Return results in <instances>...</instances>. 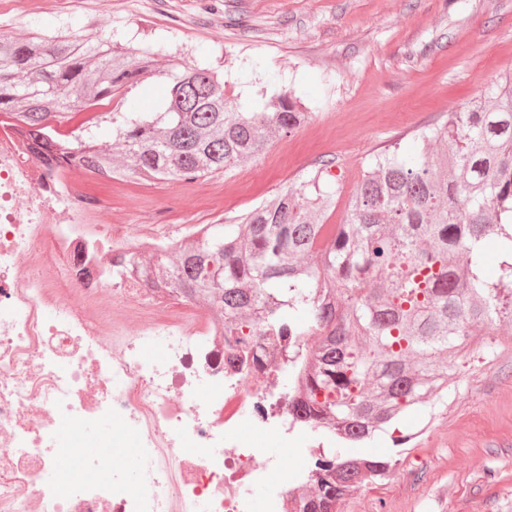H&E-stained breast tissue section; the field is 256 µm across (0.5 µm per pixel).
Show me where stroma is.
Masks as SVG:
<instances>
[{
  "mask_svg": "<svg viewBox=\"0 0 512 512\" xmlns=\"http://www.w3.org/2000/svg\"><path fill=\"white\" fill-rule=\"evenodd\" d=\"M36 33L153 53L157 75L126 94V112L150 111L162 73L185 66L216 71L245 110L283 92L311 109L256 161L207 178L86 180L79 190L100 223L129 244L232 223L324 159L338 188L325 221L341 223L371 155L512 75V0H0V34ZM493 336L490 349L472 337L447 390L403 413L413 440L369 443L397 463L357 485L340 512H512V326Z\"/></svg>",
  "mask_w": 512,
  "mask_h": 512,
  "instance_id": "35a3bbf8",
  "label": "stroma"
}]
</instances>
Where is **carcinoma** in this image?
I'll use <instances>...</instances> for the list:
<instances>
[{
    "instance_id": "carcinoma-1",
    "label": "carcinoma",
    "mask_w": 512,
    "mask_h": 512,
    "mask_svg": "<svg viewBox=\"0 0 512 512\" xmlns=\"http://www.w3.org/2000/svg\"><path fill=\"white\" fill-rule=\"evenodd\" d=\"M154 60L110 41L0 36V113L30 138L72 123L43 142L50 156L76 158L109 177L130 171L159 182L195 181L256 159L309 113L287 93L258 112L224 97L208 68L167 74L159 112L83 117L125 98L154 76ZM106 130L124 162L98 146ZM422 148L396 142L370 156L346 217L325 235L336 204L331 160L299 188L279 192L231 224H206L195 239L145 261L112 263V277L140 270L152 287L224 312L228 335L314 336L311 350L284 361L296 380L293 414L364 443L405 409L448 387L453 358L477 330L512 320V76L474 105L418 130ZM500 259L483 273L486 248ZM322 474L299 495L298 512H339L365 477L389 473L392 458H348L328 449Z\"/></svg>"
}]
</instances>
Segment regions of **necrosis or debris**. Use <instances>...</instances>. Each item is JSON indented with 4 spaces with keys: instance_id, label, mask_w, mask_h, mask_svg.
<instances>
[{
    "instance_id": "obj_1",
    "label": "necrosis or debris",
    "mask_w": 512,
    "mask_h": 512,
    "mask_svg": "<svg viewBox=\"0 0 512 512\" xmlns=\"http://www.w3.org/2000/svg\"><path fill=\"white\" fill-rule=\"evenodd\" d=\"M92 175L0 119V512H252L256 487L265 512H294L336 438L296 420L280 386L286 350L310 337L242 345L219 311H168L138 276L110 283L125 248L74 192ZM130 441L133 478L118 462Z\"/></svg>"
}]
</instances>
